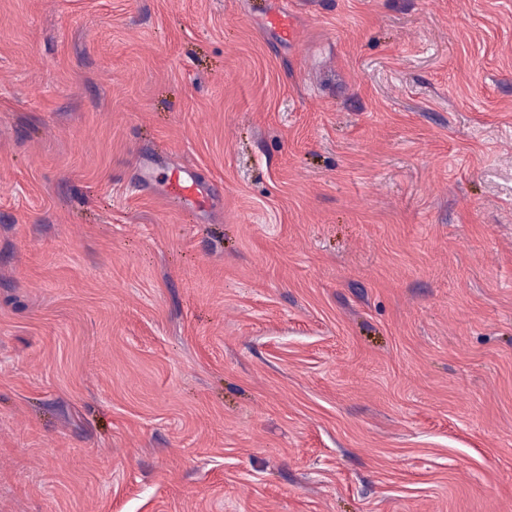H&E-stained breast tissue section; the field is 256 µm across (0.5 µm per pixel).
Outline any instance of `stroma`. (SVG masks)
Returning a JSON list of instances; mask_svg holds the SVG:
<instances>
[{
    "label": "stroma",
    "mask_w": 512,
    "mask_h": 512,
    "mask_svg": "<svg viewBox=\"0 0 512 512\" xmlns=\"http://www.w3.org/2000/svg\"><path fill=\"white\" fill-rule=\"evenodd\" d=\"M251 10L0 0V512H512V0ZM294 0H273L265 20L288 41L294 37ZM165 195L179 203L207 208L211 201L209 190L204 188L195 174L187 169H173L167 178Z\"/></svg>",
    "instance_id": "stroma-1"
}]
</instances>
